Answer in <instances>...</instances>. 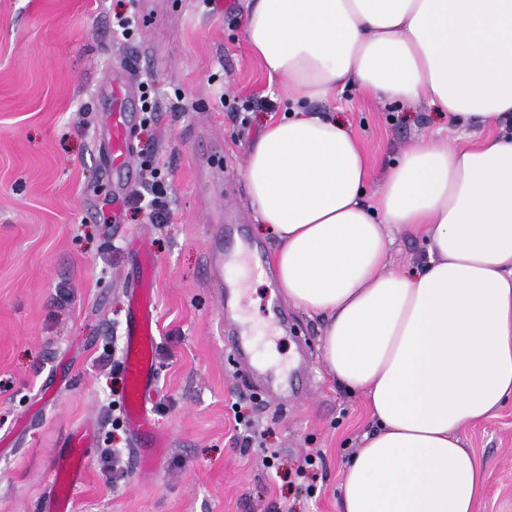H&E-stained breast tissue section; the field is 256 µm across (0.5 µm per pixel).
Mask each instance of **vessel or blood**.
Here are the masks:
<instances>
[{
	"label": "vessel or blood",
	"mask_w": 512,
	"mask_h": 512,
	"mask_svg": "<svg viewBox=\"0 0 512 512\" xmlns=\"http://www.w3.org/2000/svg\"><path fill=\"white\" fill-rule=\"evenodd\" d=\"M126 96L125 80L120 77L114 78L113 104L107 114V123L112 134V164L118 169L130 168L135 153L131 118L124 107ZM226 238L227 233L223 225H214L205 251V267L216 284L221 287L224 282V266L233 259ZM233 299V290L222 287L220 304L227 315L224 327L230 333L228 342L232 351L242 360L244 376L264 383L268 391L280 395L287 394V382L252 360L253 338L236 331L231 316ZM156 331L157 309L152 283V262L148 255L144 254L140 257V277L130 286L129 307L123 328L122 370L127 382L123 403L125 416L140 444L154 446L158 445L159 436L155 423L147 412V403L155 385ZM93 444L92 428L79 427L67 434L61 451L52 462L55 486L45 504V512H70L89 462L88 450Z\"/></svg>",
	"instance_id": "obj_1"
}]
</instances>
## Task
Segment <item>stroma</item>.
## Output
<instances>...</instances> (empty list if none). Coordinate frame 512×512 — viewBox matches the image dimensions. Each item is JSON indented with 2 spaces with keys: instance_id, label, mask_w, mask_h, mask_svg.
<instances>
[{
  "instance_id": "obj_1",
  "label": "stroma",
  "mask_w": 512,
  "mask_h": 512,
  "mask_svg": "<svg viewBox=\"0 0 512 512\" xmlns=\"http://www.w3.org/2000/svg\"><path fill=\"white\" fill-rule=\"evenodd\" d=\"M246 3L216 0L206 11L196 0H137L140 33L125 41L112 34V15L127 0H0V512H42L53 457L81 424L97 438L72 512H339L343 462L373 425L363 395L326 370L318 318L282 303L291 331L271 335L266 275L246 278L238 318L265 364L284 370L306 352L302 394L280 399L242 379L204 266L219 222L243 225L247 242L273 258L243 170L248 146L288 98L243 40ZM117 73L133 90L149 77L159 103L136 129L129 173L113 170L104 150L101 112ZM316 109L348 122L374 186L405 147L448 129L447 114L427 103L398 107L353 86ZM151 155L165 161L172 188L166 224L112 209L122 190L140 189V161ZM134 237L155 260L158 383L148 409L167 438L149 470L131 461L133 433L117 406L124 376L103 362L122 334ZM60 288L70 292L63 305ZM238 412L258 432L246 451ZM462 438L485 470L476 512H512V402ZM106 448L123 449L121 478L103 469ZM269 450L277 469L262 464ZM308 455L317 462L305 484L289 483Z\"/></svg>"
}]
</instances>
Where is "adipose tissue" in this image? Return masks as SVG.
<instances>
[{"mask_svg": "<svg viewBox=\"0 0 512 512\" xmlns=\"http://www.w3.org/2000/svg\"><path fill=\"white\" fill-rule=\"evenodd\" d=\"M243 37L289 101L244 166L277 286L377 420L340 512H475L461 433L512 397V0H248ZM349 85L488 134L409 146L368 192L358 139L306 110ZM392 228L425 233V263L389 268Z\"/></svg>", "mask_w": 512, "mask_h": 512, "instance_id": "adipose-tissue-1", "label": "adipose tissue"}]
</instances>
